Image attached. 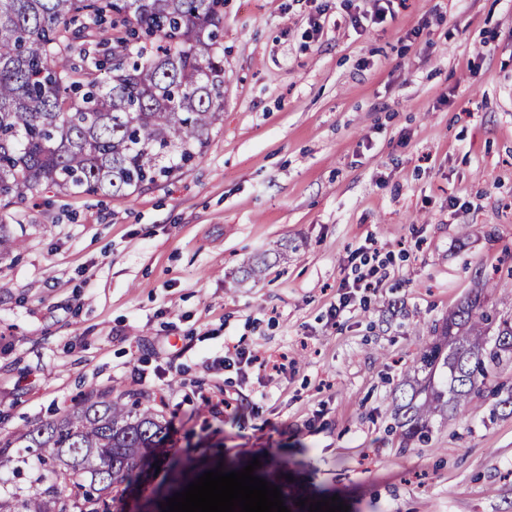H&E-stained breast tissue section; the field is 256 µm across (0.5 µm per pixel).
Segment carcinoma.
<instances>
[{"mask_svg": "<svg viewBox=\"0 0 512 512\" xmlns=\"http://www.w3.org/2000/svg\"><path fill=\"white\" fill-rule=\"evenodd\" d=\"M224 0H0V201L126 197L201 158L224 106ZM269 256L242 279H256ZM414 359L395 397L406 442L436 416L466 415L512 357V318L468 298ZM166 424L139 400L89 399L61 418L0 436V464L36 459L32 491L0 512H111Z\"/></svg>", "mask_w": 512, "mask_h": 512, "instance_id": "1", "label": "carcinoma"}]
</instances>
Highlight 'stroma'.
Listing matches in <instances>:
<instances>
[{
	"label": "stroma",
	"instance_id": "obj_1",
	"mask_svg": "<svg viewBox=\"0 0 512 512\" xmlns=\"http://www.w3.org/2000/svg\"><path fill=\"white\" fill-rule=\"evenodd\" d=\"M373 6L224 0L201 159L128 197L0 205V436L92 393L171 424L180 471L157 454L112 512L255 459L289 512H512V415L477 397L418 444L392 406L468 296L512 316V0H395L353 29ZM369 266L376 286L338 310ZM392 0H375L374 10L368 13H349V22L357 30H365L369 26L378 25L385 21L387 14H391Z\"/></svg>",
	"mask_w": 512,
	"mask_h": 512
}]
</instances>
